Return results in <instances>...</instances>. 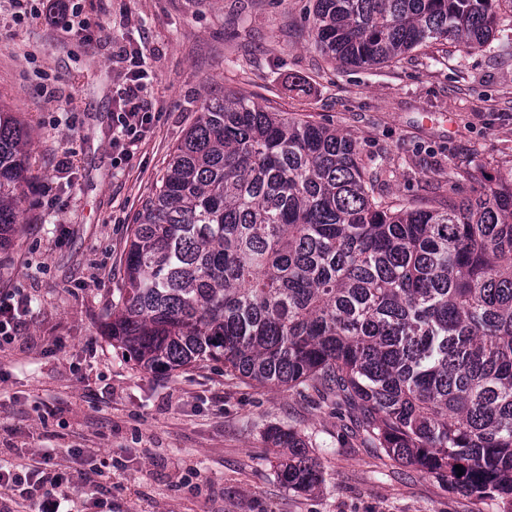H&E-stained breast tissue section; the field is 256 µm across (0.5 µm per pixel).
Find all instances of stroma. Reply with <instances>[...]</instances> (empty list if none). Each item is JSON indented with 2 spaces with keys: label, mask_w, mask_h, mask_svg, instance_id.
I'll return each mask as SVG.
<instances>
[{
  "label": "stroma",
  "mask_w": 512,
  "mask_h": 512,
  "mask_svg": "<svg viewBox=\"0 0 512 512\" xmlns=\"http://www.w3.org/2000/svg\"><path fill=\"white\" fill-rule=\"evenodd\" d=\"M69 32L14 20L0 0V101L33 148L24 222L0 252V299L31 303L0 346V461L50 452L116 512H497L363 444L335 398L260 387L205 361L159 376L113 348L101 315L123 278L129 224L201 106L237 90L264 106L351 134L367 176L428 208L512 170V22L491 52L446 41L400 61L342 66L315 50V0H75ZM141 43L155 76L153 131L135 155L112 147L117 57ZM72 169H56L61 152ZM457 172L449 183V172ZM297 431L323 482L289 489L266 441ZM81 448L74 464L70 451Z\"/></svg>",
  "instance_id": "35a3bbf8"
}]
</instances>
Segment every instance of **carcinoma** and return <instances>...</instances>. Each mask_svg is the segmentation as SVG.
Returning a JSON list of instances; mask_svg holds the SVG:
<instances>
[{"label":"carcinoma","mask_w":512,"mask_h":512,"mask_svg":"<svg viewBox=\"0 0 512 512\" xmlns=\"http://www.w3.org/2000/svg\"><path fill=\"white\" fill-rule=\"evenodd\" d=\"M512 0H316L312 40L373 66L492 45ZM32 138L0 107V249L22 223ZM104 330L157 374L315 390L373 447L512 512V171L431 209L382 195L350 135L233 90L205 103L134 214ZM281 480L322 482L303 437ZM462 466L458 475L455 466Z\"/></svg>","instance_id":"carcinoma-1"}]
</instances>
